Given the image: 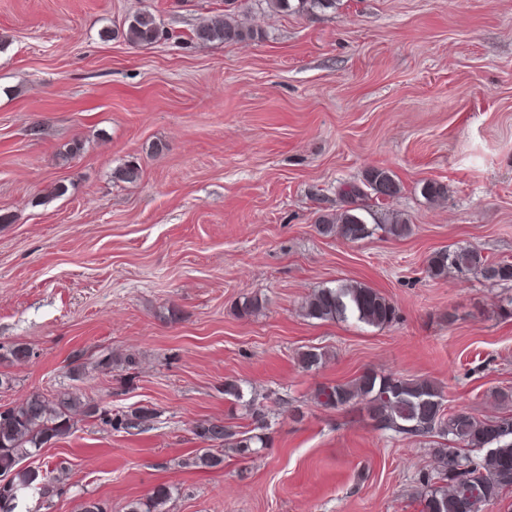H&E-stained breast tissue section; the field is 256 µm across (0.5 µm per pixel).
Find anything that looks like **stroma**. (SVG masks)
<instances>
[{"label": "stroma", "mask_w": 512, "mask_h": 512, "mask_svg": "<svg viewBox=\"0 0 512 512\" xmlns=\"http://www.w3.org/2000/svg\"><path fill=\"white\" fill-rule=\"evenodd\" d=\"M238 7L256 36L202 44L193 31L224 0H0V347L32 352L0 406L77 391L158 413L130 434L80 418L22 460L52 470L54 493L15 512L87 499L126 512L162 485L168 512H421L428 439L376 430L359 405L321 407L316 389L367 370L425 377L447 406L512 417L490 397L512 387V283L426 273L445 247L512 262V0ZM142 11L168 39H124ZM130 161L141 179L115 178ZM380 166L402 190L375 220L401 214L412 234H319L339 184ZM427 179L447 200L422 197ZM343 282L378 291L397 321L302 316L312 290ZM246 295L263 307L243 318ZM312 347L327 358L307 371ZM228 379L265 396L270 446L195 468L191 428L230 418ZM275 11L288 15L314 16L336 12L341 0H267Z\"/></svg>", "instance_id": "35a3bbf8"}]
</instances>
